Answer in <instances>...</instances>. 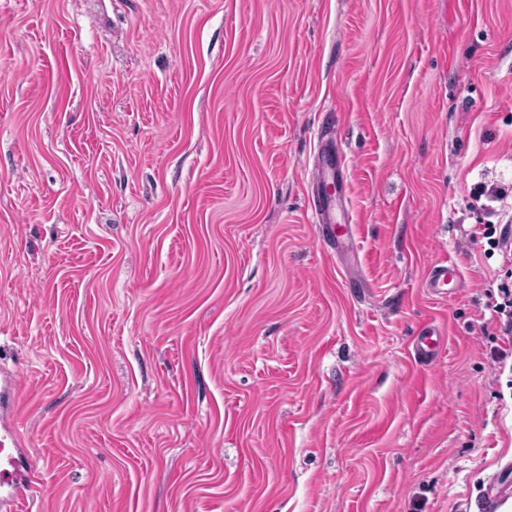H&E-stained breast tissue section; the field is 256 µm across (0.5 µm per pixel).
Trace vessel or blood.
Masks as SVG:
<instances>
[{"label":"vessel or blood","mask_w":512,"mask_h":512,"mask_svg":"<svg viewBox=\"0 0 512 512\" xmlns=\"http://www.w3.org/2000/svg\"><path fill=\"white\" fill-rule=\"evenodd\" d=\"M335 201L321 194L312 208L317 224L327 236H335ZM459 272L453 262L433 265L425 286L434 296L445 295L448 285L457 281ZM18 374L0 375V512H22L25 501L36 492L37 478L32 459L21 435Z\"/></svg>","instance_id":"b4317fda"}]
</instances>
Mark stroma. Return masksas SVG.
<instances>
[{"label": "stroma", "instance_id": "35a3bbf8", "mask_svg": "<svg viewBox=\"0 0 512 512\" xmlns=\"http://www.w3.org/2000/svg\"><path fill=\"white\" fill-rule=\"evenodd\" d=\"M500 182L512 0H0L28 512H512V267L473 194ZM335 201L329 194H319L317 203L312 207V213L315 218V224H320L324 234L330 237H336V226L334 221ZM458 277L459 272L453 262L435 264L427 274L425 288L433 296L447 295L449 288L445 287L457 281ZM497 295L502 302L496 300V303L488 304L500 332L499 336L492 337L491 343L495 345L490 347V355L495 362L503 363L512 358V290L501 284L497 287Z\"/></svg>", "mask_w": 512, "mask_h": 512}]
</instances>
